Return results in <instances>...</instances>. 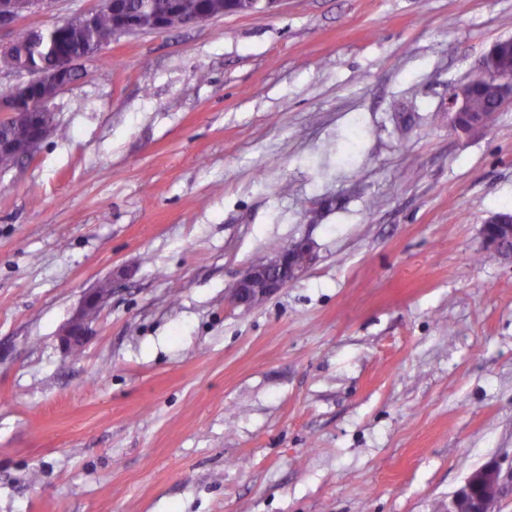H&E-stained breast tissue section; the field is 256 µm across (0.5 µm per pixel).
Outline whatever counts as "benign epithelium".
Returning a JSON list of instances; mask_svg holds the SVG:
<instances>
[{
	"label": "benign epithelium",
	"instance_id": "7a95c632",
	"mask_svg": "<svg viewBox=\"0 0 512 512\" xmlns=\"http://www.w3.org/2000/svg\"><path fill=\"white\" fill-rule=\"evenodd\" d=\"M40 0H0V28L9 26L22 15L32 11ZM101 7L112 11V33L102 41L107 44L118 35H131L144 31L138 14L122 9L120 0H104ZM42 32L30 46L28 59L19 63L16 59L15 42L0 43V70L6 69L30 75V79L12 87L0 96V127L15 126L22 130L28 141L26 158H31L53 131L51 104L56 95L75 81L76 64L66 57L58 60L55 68L45 69L39 62ZM487 80L495 93L493 112L500 111L512 102V78L506 73L495 55L483 57ZM473 89L468 83L453 85L448 89L446 112L448 124L454 125V117L467 111ZM310 256L309 245L295 241L285 246L274 258L251 265L233 284L231 299L238 305L252 307L273 295L282 286L298 278L308 262L295 263L297 255ZM105 295L99 290L90 292L78 313L63 328L62 343L71 347L83 340L89 321L85 312L101 306ZM492 485L497 489L494 496H486L482 489ZM512 496V465L503 466L498 460H490L474 470L464 484L448 500V512H496L499 502Z\"/></svg>",
	"mask_w": 512,
	"mask_h": 512
}]
</instances>
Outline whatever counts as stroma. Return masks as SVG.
<instances>
[{
  "label": "stroma",
  "mask_w": 512,
  "mask_h": 512,
  "mask_svg": "<svg viewBox=\"0 0 512 512\" xmlns=\"http://www.w3.org/2000/svg\"><path fill=\"white\" fill-rule=\"evenodd\" d=\"M510 37L512 0H279L81 61L0 170V512H444L512 463V258L482 233L512 104L476 134L444 110ZM298 240L304 274L234 306ZM299 254L305 257L302 264L295 263ZM309 256V245L301 240L286 245L270 260L251 265L233 284L232 301L246 307L260 304L285 283L298 278L307 268ZM106 295L99 293V290H93L90 292L78 311V313L68 322V324L63 328L61 334L62 343L67 347L71 348V346L75 342H82L84 336L87 334L89 321L86 319L91 318L94 319L97 314V309L101 306L103 300ZM95 307V308H91ZM90 308V309H89ZM97 308V309H96ZM89 309L86 313V310Z\"/></svg>",
  "instance_id": "1"
}]
</instances>
